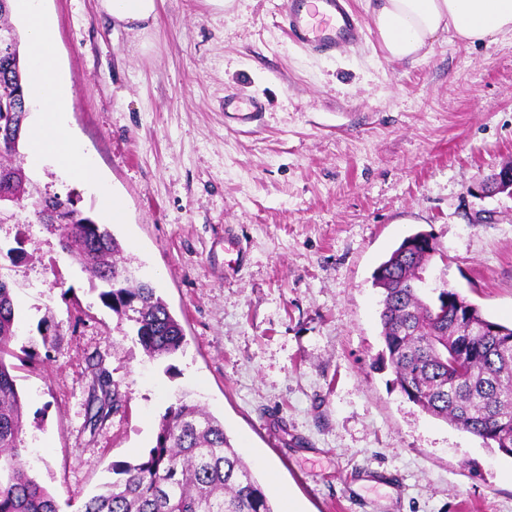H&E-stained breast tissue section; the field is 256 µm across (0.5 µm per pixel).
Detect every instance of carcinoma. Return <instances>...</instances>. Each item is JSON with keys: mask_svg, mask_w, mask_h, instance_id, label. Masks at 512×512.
Masks as SVG:
<instances>
[{"mask_svg": "<svg viewBox=\"0 0 512 512\" xmlns=\"http://www.w3.org/2000/svg\"><path fill=\"white\" fill-rule=\"evenodd\" d=\"M26 76L20 49L0 53V211L30 213L59 237L62 252L103 285V300L119 320L132 324L149 358L176 353L183 345L179 321L151 285L125 265L122 248L108 225L75 208L66 197V223L47 224L49 193L33 192L19 160V122L27 119ZM438 248L432 234L405 237L373 273L381 290V359L395 374L393 385L433 417L450 422L512 457V328L486 317L455 290L439 300L417 288ZM15 336L14 294L0 275V512H59L54 497L29 476L22 437L23 403L4 356ZM97 388L112 394L117 383L102 371ZM123 478L86 500L80 512H275L264 489L224 432V424L198 405L184 402L162 419L156 444L135 463L115 465Z\"/></svg>", "mask_w": 512, "mask_h": 512, "instance_id": "carcinoma-1", "label": "carcinoma"}]
</instances>
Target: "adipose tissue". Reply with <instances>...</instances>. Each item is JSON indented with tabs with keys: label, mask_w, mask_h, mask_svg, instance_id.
<instances>
[{
	"label": "adipose tissue",
	"mask_w": 512,
	"mask_h": 512,
	"mask_svg": "<svg viewBox=\"0 0 512 512\" xmlns=\"http://www.w3.org/2000/svg\"><path fill=\"white\" fill-rule=\"evenodd\" d=\"M38 2L12 0L10 4L25 23V95L39 104L28 130V160L34 166L52 163L76 179L95 184L100 180L98 169L85 160L66 129L72 87L57 67L55 30ZM98 2L99 11L110 22L128 30L145 26L157 15V0ZM371 22L387 59L416 61L446 31L470 45L512 33V0H379Z\"/></svg>",
	"instance_id": "obj_1"
}]
</instances>
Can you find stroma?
<instances>
[{
    "label": "stroma",
    "mask_w": 512,
    "mask_h": 512,
    "mask_svg": "<svg viewBox=\"0 0 512 512\" xmlns=\"http://www.w3.org/2000/svg\"><path fill=\"white\" fill-rule=\"evenodd\" d=\"M290 0H158L150 32L104 22L98 0H43L73 101L68 127L125 221L131 267L184 329L148 359L101 287L37 221L0 224L15 295L12 368L31 469L59 512L155 444L178 398L224 424L275 512H512V459L394 388L379 356L376 266L417 230L425 277L512 324V198L481 183L512 162V34L441 35L391 61L367 32L333 55L283 28ZM263 100L248 122L225 95ZM38 190L97 195L45 167ZM24 240V253L13 250ZM121 405L86 423L96 367Z\"/></svg>",
    "instance_id": "1"
}]
</instances>
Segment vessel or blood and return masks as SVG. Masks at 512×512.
Here are the masks:
<instances>
[{"instance_id": "obj_1", "label": "vessel or blood", "mask_w": 512, "mask_h": 512, "mask_svg": "<svg viewBox=\"0 0 512 512\" xmlns=\"http://www.w3.org/2000/svg\"><path fill=\"white\" fill-rule=\"evenodd\" d=\"M284 22L296 40L325 53L339 50L362 34L346 0H292Z\"/></svg>"}]
</instances>
